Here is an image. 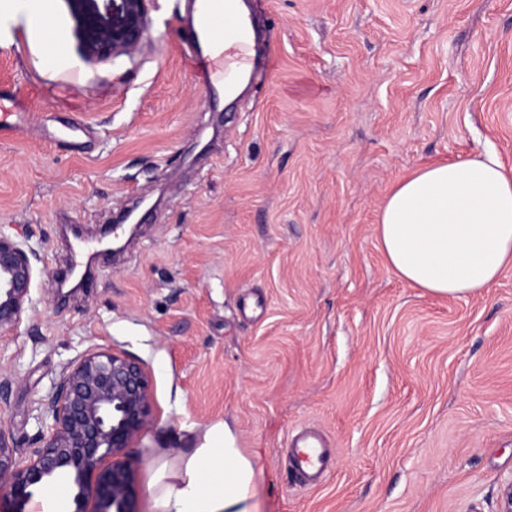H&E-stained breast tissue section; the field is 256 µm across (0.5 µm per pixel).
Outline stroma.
I'll return each instance as SVG.
<instances>
[{
	"mask_svg": "<svg viewBox=\"0 0 512 512\" xmlns=\"http://www.w3.org/2000/svg\"><path fill=\"white\" fill-rule=\"evenodd\" d=\"M256 74L234 99L186 62L190 0H151L143 49L80 62L22 22L0 86L29 123L0 139V231L33 250L32 305L0 338V431L30 457L67 367L141 359L151 423L135 512L161 464L228 424L263 472L260 512H500L512 483V266L479 293L400 279L377 234L394 185L494 152L512 174V0H246ZM117 256L76 257L139 200ZM318 430L324 480L287 450ZM289 452L291 474L304 483H318L331 461V449L313 429H303L292 439Z\"/></svg>",
	"mask_w": 512,
	"mask_h": 512,
	"instance_id": "1",
	"label": "stroma"
}]
</instances>
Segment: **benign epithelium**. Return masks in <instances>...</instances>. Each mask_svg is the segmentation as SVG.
Masks as SVG:
<instances>
[{"label": "benign epithelium", "mask_w": 512, "mask_h": 512, "mask_svg": "<svg viewBox=\"0 0 512 512\" xmlns=\"http://www.w3.org/2000/svg\"><path fill=\"white\" fill-rule=\"evenodd\" d=\"M65 2L83 63H107L144 45L149 0ZM33 255L25 242L0 232L1 336L32 305ZM152 417L151 382L141 361L114 349L86 353L42 403L39 419L49 431L38 435L26 462L16 459L18 445L0 431V512H29L60 473L74 488L70 512H134L130 448Z\"/></svg>", "instance_id": "7a95c632"}]
</instances>
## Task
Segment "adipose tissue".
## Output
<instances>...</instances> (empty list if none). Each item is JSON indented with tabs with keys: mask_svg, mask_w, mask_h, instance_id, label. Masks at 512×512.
Here are the masks:
<instances>
[{
	"mask_svg": "<svg viewBox=\"0 0 512 512\" xmlns=\"http://www.w3.org/2000/svg\"><path fill=\"white\" fill-rule=\"evenodd\" d=\"M377 232L402 280L437 296L480 292L512 265V175L489 153L423 168L390 191ZM259 477L255 456L219 425L158 468L152 512H256Z\"/></svg>",
	"mask_w": 512,
	"mask_h": 512,
	"instance_id": "adipose-tissue-1",
	"label": "adipose tissue"
}]
</instances>
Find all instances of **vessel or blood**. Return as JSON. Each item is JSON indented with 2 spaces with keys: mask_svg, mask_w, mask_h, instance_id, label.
<instances>
[{
  "mask_svg": "<svg viewBox=\"0 0 512 512\" xmlns=\"http://www.w3.org/2000/svg\"><path fill=\"white\" fill-rule=\"evenodd\" d=\"M193 45L186 57L194 80L206 86L222 83L226 67L219 36L234 32L235 66L246 65L251 44L246 31L235 24L234 0H197L191 17ZM331 461V450L313 429L298 432L291 441L289 462L292 475L304 483H318Z\"/></svg>",
  "mask_w": 512,
  "mask_h": 512,
  "instance_id": "1",
  "label": "vessel or blood"
}]
</instances>
